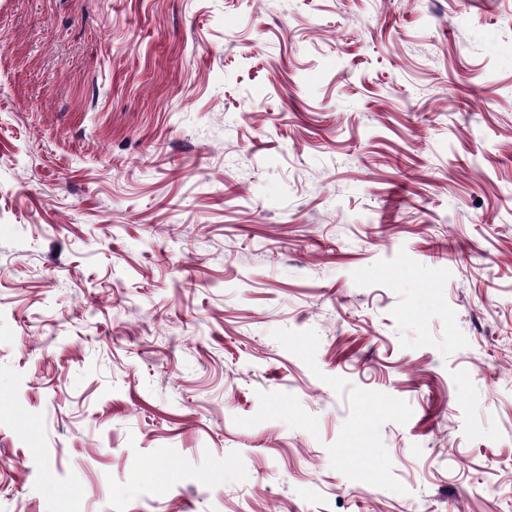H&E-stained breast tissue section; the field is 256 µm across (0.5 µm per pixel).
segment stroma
Returning a JSON list of instances; mask_svg holds the SVG:
<instances>
[{
	"label": "stroma",
	"instance_id": "35a3bbf8",
	"mask_svg": "<svg viewBox=\"0 0 512 512\" xmlns=\"http://www.w3.org/2000/svg\"><path fill=\"white\" fill-rule=\"evenodd\" d=\"M0 512H512V0H0Z\"/></svg>",
	"mask_w": 512,
	"mask_h": 512
}]
</instances>
